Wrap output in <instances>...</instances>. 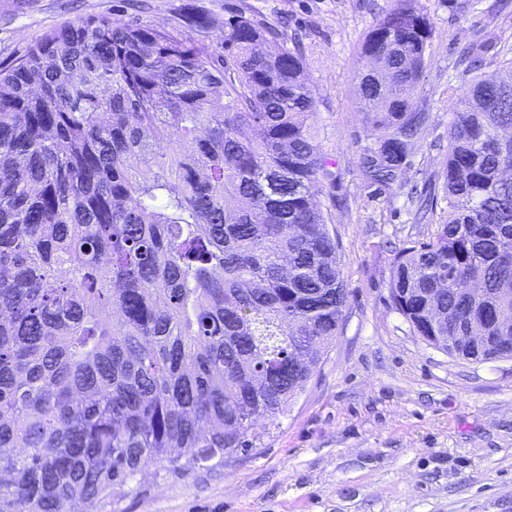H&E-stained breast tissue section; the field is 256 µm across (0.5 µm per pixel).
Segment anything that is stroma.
Listing matches in <instances>:
<instances>
[{"mask_svg": "<svg viewBox=\"0 0 512 512\" xmlns=\"http://www.w3.org/2000/svg\"><path fill=\"white\" fill-rule=\"evenodd\" d=\"M248 2L266 24L301 38L316 127L333 179L324 198L348 297L339 333L304 390L223 467L114 485L104 512H512V360L449 357L414 336L389 293L393 253L434 226L418 209L448 157L449 87L512 59V0H416L433 26L414 93L430 115L393 184L368 179L374 146L355 71L367 32L398 0H0V61L48 30L106 15L177 23L187 11L224 20ZM480 68L462 57L485 36Z\"/></svg>", "mask_w": 512, "mask_h": 512, "instance_id": "obj_1", "label": "stroma"}]
</instances>
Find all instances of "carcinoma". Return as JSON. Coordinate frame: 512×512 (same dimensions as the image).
<instances>
[{
	"mask_svg": "<svg viewBox=\"0 0 512 512\" xmlns=\"http://www.w3.org/2000/svg\"><path fill=\"white\" fill-rule=\"evenodd\" d=\"M80 17L0 62V512H100L150 467L224 466L282 414L340 330L331 177L297 48L241 4L210 26ZM429 17L399 0L361 44L357 95L396 181L428 115ZM440 215L396 253L393 308L448 356L512 359V61L451 92ZM177 448L191 450L182 458Z\"/></svg>",
	"mask_w": 512,
	"mask_h": 512,
	"instance_id": "cac0c4a2",
	"label": "carcinoma"
}]
</instances>
